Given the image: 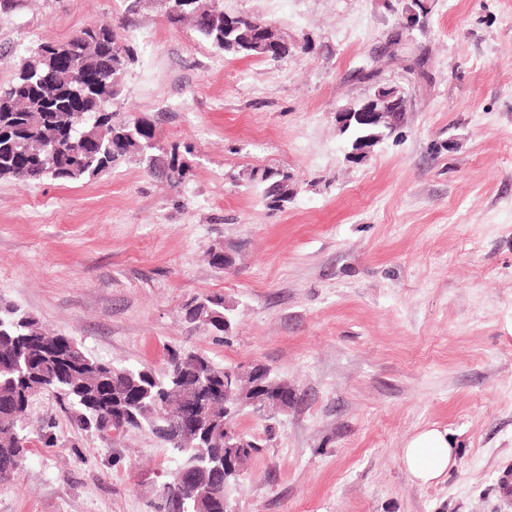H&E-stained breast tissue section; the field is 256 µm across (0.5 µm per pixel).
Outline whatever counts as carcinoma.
Instances as JSON below:
<instances>
[{
    "instance_id": "cac0c4a2",
    "label": "carcinoma",
    "mask_w": 512,
    "mask_h": 512,
    "mask_svg": "<svg viewBox=\"0 0 512 512\" xmlns=\"http://www.w3.org/2000/svg\"><path fill=\"white\" fill-rule=\"evenodd\" d=\"M167 21L192 23L215 47L245 57H263L261 20L229 17L200 0H167ZM129 48L118 26L92 24L66 41L44 40L21 60L18 73L0 84V180L23 183L79 182L122 162L163 170L180 182L185 164L164 158L153 125L117 120L108 103L117 95ZM371 132L385 139L396 131L385 121ZM355 124L341 130L354 141L370 132ZM250 180L268 197L288 194V174L253 171ZM222 295L186 304L185 322L224 331ZM224 367L205 353L170 349L162 373L144 365H116L88 355L68 336L50 334L13 307L0 306V481L17 473L32 443L29 403L37 392L58 397L76 426L102 432L123 417L124 430L150 431L169 449L174 475L161 490L159 512H224L226 490L236 476L224 477V426L251 405L252 380L240 379L229 396ZM201 391L210 394L208 416L193 445L182 444L178 414Z\"/></svg>"
}]
</instances>
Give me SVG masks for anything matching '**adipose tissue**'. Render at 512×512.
Returning a JSON list of instances; mask_svg holds the SVG:
<instances>
[{"label": "adipose tissue", "mask_w": 512, "mask_h": 512, "mask_svg": "<svg viewBox=\"0 0 512 512\" xmlns=\"http://www.w3.org/2000/svg\"><path fill=\"white\" fill-rule=\"evenodd\" d=\"M457 442L447 430L431 425L414 434L402 450V463L419 483L441 478L456 461Z\"/></svg>", "instance_id": "obj_1"}]
</instances>
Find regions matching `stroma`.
<instances>
[{
	"label": "stroma",
	"instance_id": "obj_1",
	"mask_svg": "<svg viewBox=\"0 0 512 512\" xmlns=\"http://www.w3.org/2000/svg\"><path fill=\"white\" fill-rule=\"evenodd\" d=\"M270 24L288 54L224 52L166 0H29L0 15V83L46 38L120 25L134 59L111 109L187 162L178 184L122 163L75 183L0 181V303L89 355L162 370L168 348L268 366L292 398L243 411L260 450L235 512H512V0H212ZM418 21L403 28L406 12ZM151 38H136L139 29ZM403 92L401 135L352 159L334 114ZM287 172L268 200L254 170ZM234 254L210 266L212 249ZM222 295L221 333L184 306ZM51 426L0 482V512H156L173 464L150 432ZM437 426L456 466L430 485L402 449Z\"/></svg>",
	"mask_w": 512,
	"mask_h": 512
}]
</instances>
